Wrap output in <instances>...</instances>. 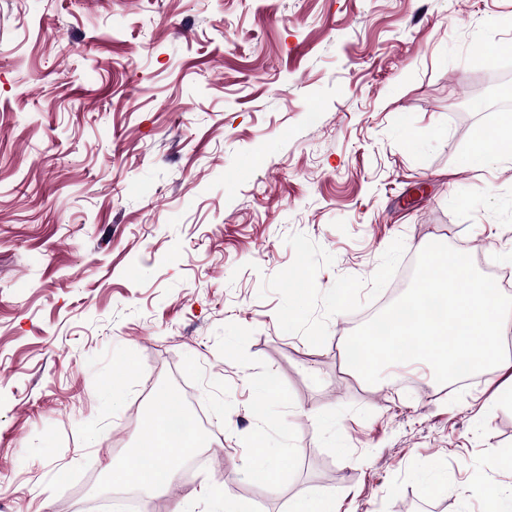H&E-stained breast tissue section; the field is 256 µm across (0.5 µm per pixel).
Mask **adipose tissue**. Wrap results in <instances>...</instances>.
<instances>
[{
    "label": "adipose tissue",
    "mask_w": 512,
    "mask_h": 512,
    "mask_svg": "<svg viewBox=\"0 0 512 512\" xmlns=\"http://www.w3.org/2000/svg\"><path fill=\"white\" fill-rule=\"evenodd\" d=\"M512 155V114H505L500 126L476 132L470 158L479 163L486 158ZM172 407L156 405L145 419L141 442L128 456L110 469L116 487H143L154 493L164 492L174 478L181 462L205 445L196 433H172Z\"/></svg>",
    "instance_id": "adipose-tissue-1"
}]
</instances>
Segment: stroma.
<instances>
[{
  "mask_svg": "<svg viewBox=\"0 0 512 512\" xmlns=\"http://www.w3.org/2000/svg\"><path fill=\"white\" fill-rule=\"evenodd\" d=\"M506 82L512 0H0V512H124L167 390L208 464L149 512H482L503 375L369 384L345 340L428 243L512 271V160L467 163ZM251 464L259 470L266 485L277 486L281 481L282 469L279 461H271L263 446L256 445L252 448ZM289 512H338L336 494H316L312 492L292 500Z\"/></svg>",
  "mask_w": 512,
  "mask_h": 512,
  "instance_id": "stroma-1",
  "label": "stroma"
}]
</instances>
